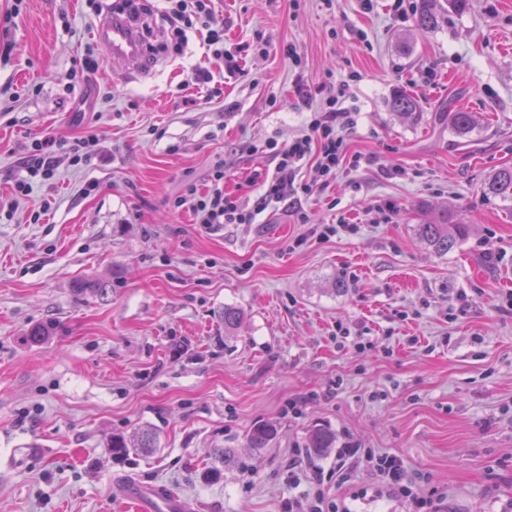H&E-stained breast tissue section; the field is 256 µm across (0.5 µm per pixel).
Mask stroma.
Listing matches in <instances>:
<instances>
[{
  "mask_svg": "<svg viewBox=\"0 0 512 512\" xmlns=\"http://www.w3.org/2000/svg\"><path fill=\"white\" fill-rule=\"evenodd\" d=\"M126 2L97 14L25 0L16 15L0 0V199L32 139L58 159L56 180L0 213V512H122L135 478L192 512H283L309 488L290 485L288 462L315 428L402 459L440 512H512V201L482 191L512 166V0L443 6L429 30L420 0H224V49L243 72L211 60L212 98L191 77L198 37L137 75L112 60L95 30ZM89 46L99 68L64 90ZM332 77L349 84L347 151L362 164L303 200L305 223L283 203L218 230L173 209L219 162L225 191L253 202L254 175L274 168L262 146L307 131L297 85ZM401 93L416 114L393 110ZM461 110L475 118L462 137L449 123ZM87 134L100 155L79 168L70 149ZM428 208L469 227L448 253L417 236ZM342 220L352 232L322 236ZM83 278L107 295L80 292ZM228 306L246 314L232 335ZM45 323L51 336L31 343ZM261 422L278 435L249 447ZM144 426L157 448L115 458L112 435ZM214 448L238 465L208 481ZM310 463L351 512H413L373 494L367 463L345 483L335 451Z\"/></svg>",
  "mask_w": 512,
  "mask_h": 512,
  "instance_id": "35a3bbf8",
  "label": "stroma"
}]
</instances>
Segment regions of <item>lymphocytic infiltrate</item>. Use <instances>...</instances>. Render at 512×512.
<instances>
[{
    "label": "lymphocytic infiltrate",
    "instance_id": "f902f5d3",
    "mask_svg": "<svg viewBox=\"0 0 512 512\" xmlns=\"http://www.w3.org/2000/svg\"><path fill=\"white\" fill-rule=\"evenodd\" d=\"M170 23L175 49L187 45L190 32L203 31L206 54L223 60L224 71L240 73L237 59L224 51V17L215 10V0H167L164 11ZM348 85L344 81L328 83L327 98L314 105L307 89L298 95L311 115L307 134L285 144L269 142L267 153L274 162L271 173L261 176L262 192L252 205H245L224 191V165L216 163L211 174V186L206 192L189 187L178 196L173 206L192 214L195 223L211 229L227 224H252L269 206L286 200L300 203L302 198L327 188L336 179L343 162L359 165L360 156H347L346 138L356 126L355 113L346 107ZM53 143L48 139L32 140L25 148L21 170L13 184V198L27 199L35 179L50 180L56 176ZM367 462L376 476V494L393 495L414 502L417 512H435L431 503L415 501L413 479L403 462L394 456L377 455L358 448L344 447L336 452V467L340 477H347V461ZM311 493L290 498L284 512H349L344 500L327 498L323 492L322 471L310 469L307 477Z\"/></svg>",
    "mask_w": 512,
    "mask_h": 512
}]
</instances>
